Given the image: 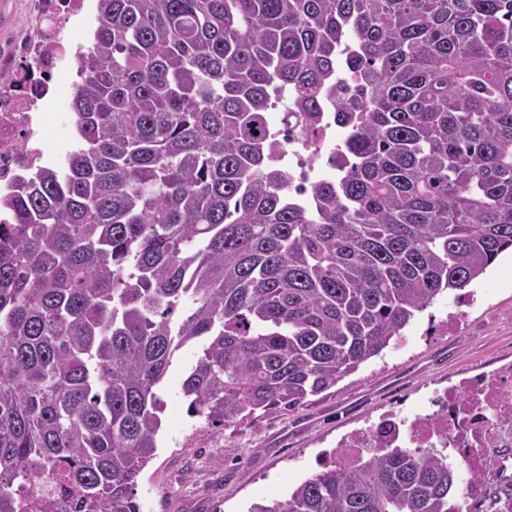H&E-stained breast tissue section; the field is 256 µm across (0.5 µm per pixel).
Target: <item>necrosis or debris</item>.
Returning <instances> with one entry per match:
<instances>
[{"mask_svg":"<svg viewBox=\"0 0 512 512\" xmlns=\"http://www.w3.org/2000/svg\"><path fill=\"white\" fill-rule=\"evenodd\" d=\"M44 25L36 46L28 48L17 68L12 93L0 95V191H10L24 172L44 163L41 144L47 129L39 101L48 94L66 62L62 19L80 15L84 0H39ZM327 93L321 130L310 137L290 114L294 92L282 87L272 102L277 117L271 135L280 144L276 162L288 173V192L310 199L314 186L332 166L338 146L336 96L349 87L337 74ZM380 448H443L464 473L459 499L464 512H479L486 468L502 484L512 483V362L493 371L479 370L458 382L436 388L415 406L396 407L377 422L342 435L330 460L346 468Z\"/></svg>","mask_w":512,"mask_h":512,"instance_id":"obj_1","label":"necrosis or debris"}]
</instances>
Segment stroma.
Returning <instances> with one entry per match:
<instances>
[{"mask_svg":"<svg viewBox=\"0 0 512 512\" xmlns=\"http://www.w3.org/2000/svg\"><path fill=\"white\" fill-rule=\"evenodd\" d=\"M36 3L0 0V89L12 83L21 43L36 35ZM72 100L65 86L56 84L40 104L49 115L46 151L56 160L76 147L69 124ZM471 290L476 304H461L452 295L438 297L406 328L401 344L303 406L260 413L226 428L188 415L181 383L198 348L183 347L163 382L156 456L138 480L142 512H249L252 504L285 498L318 471L320 455L335 448L346 431L377 420L399 400L419 401L472 370L512 361V255L500 256ZM461 311L467 314L461 328L424 339L430 316Z\"/></svg>","mask_w":512,"mask_h":512,"instance_id":"35a3bbf8","label":"stroma"}]
</instances>
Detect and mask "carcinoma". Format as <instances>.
<instances>
[{
  "label": "carcinoma",
  "mask_w": 512,
  "mask_h": 512,
  "mask_svg": "<svg viewBox=\"0 0 512 512\" xmlns=\"http://www.w3.org/2000/svg\"><path fill=\"white\" fill-rule=\"evenodd\" d=\"M75 65L77 148L0 195V512H141L184 346L189 415L291 411L512 251V0H98ZM338 68L309 209L266 112L292 84L316 135ZM459 483L380 448L250 512H454Z\"/></svg>",
  "instance_id": "1"
}]
</instances>
